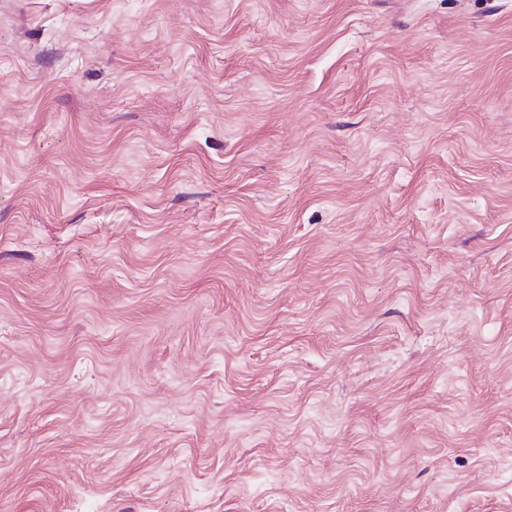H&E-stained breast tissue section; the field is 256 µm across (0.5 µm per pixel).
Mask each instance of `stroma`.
I'll return each instance as SVG.
<instances>
[{"label": "stroma", "instance_id": "35a3bbf8", "mask_svg": "<svg viewBox=\"0 0 512 512\" xmlns=\"http://www.w3.org/2000/svg\"><path fill=\"white\" fill-rule=\"evenodd\" d=\"M0 512H512V0H0Z\"/></svg>", "mask_w": 512, "mask_h": 512}]
</instances>
